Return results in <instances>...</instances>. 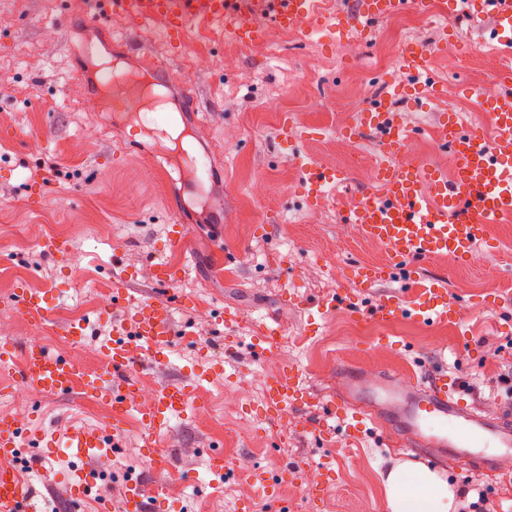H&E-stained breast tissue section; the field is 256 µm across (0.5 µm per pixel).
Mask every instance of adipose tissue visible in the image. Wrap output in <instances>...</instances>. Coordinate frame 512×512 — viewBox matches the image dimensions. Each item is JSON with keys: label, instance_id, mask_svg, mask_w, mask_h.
I'll list each match as a JSON object with an SVG mask.
<instances>
[{"label": "adipose tissue", "instance_id": "1", "mask_svg": "<svg viewBox=\"0 0 512 512\" xmlns=\"http://www.w3.org/2000/svg\"><path fill=\"white\" fill-rule=\"evenodd\" d=\"M388 512H451L456 491L440 469L412 460L382 476Z\"/></svg>", "mask_w": 512, "mask_h": 512}]
</instances>
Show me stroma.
<instances>
[{
    "label": "stroma",
    "instance_id": "stroma-1",
    "mask_svg": "<svg viewBox=\"0 0 512 512\" xmlns=\"http://www.w3.org/2000/svg\"><path fill=\"white\" fill-rule=\"evenodd\" d=\"M276 48L242 47L224 23L195 27L184 47H172L164 25L145 29L105 14L87 17L71 0H0V337L18 341L41 336L51 352L80 366L102 370L100 345L112 335V312L102 297L112 293V267L134 273L137 293L153 295L158 262L183 265L175 292L189 298L173 311L169 360L147 366L141 382L158 387L171 379L194 386L188 414L174 420L158 443L170 458L173 477L161 512H234L253 492L249 473L257 467L279 474L285 463L310 466L335 458L336 468L321 497L308 495L307 480L280 484L282 512H387L380 472L398 453L382 447L374 432L359 445L348 443L345 425L331 421L318 436L311 426L336 394V372L347 368L367 375H390L407 382L423 372L441 371L463 385L461 399L475 411L512 418V398L498 381L512 369V217L489 225L488 241L476 247L469 264L451 255L428 261L422 275L443 278L465 311L462 331L399 320L383 328L352 318L341 309L318 312L314 302L340 289L357 291L351 265L385 261L378 246L363 239L355 225L339 221L361 191L372 185L379 158L378 135L352 137L366 106L402 79L399 61L414 44L427 57L433 85L409 88V100L388 111L411 136L406 156L448 174L452 162L438 146L443 113L457 112L465 125L490 130L480 107L484 81L499 64L487 25L472 21L464 0L449 7L434 0L429 17L412 10L369 21L366 31L347 30L342 41L329 32L284 34L260 16ZM94 42L107 54L126 58L134 74L167 60L166 88L187 98L184 131L195 138L193 152L209 154L208 192L222 205L191 200L181 179L165 174L169 155L160 144L136 138L111 109L74 112L62 97L94 92L84 57ZM202 55L195 69L187 58ZM456 66H449V56ZM317 129L315 137L282 141L280 128ZM97 125L100 139L86 143L84 130ZM333 167L347 165L352 178L336 187L330 203L310 209L301 193L297 157ZM56 161L60 175L44 182L43 164ZM152 178H143L145 170ZM188 225L186 246L167 239L174 212ZM53 234L70 240L73 254L56 261L39 254L38 241ZM239 255L237 264L218 268L219 252ZM56 291L49 323L31 324L14 302L19 284ZM240 309L245 319L233 333L241 340L233 362L224 360V308ZM70 318L86 322L84 337L60 345L54 331ZM275 320L283 329L276 359L261 362L250 347L254 324ZM391 336L380 347L370 339ZM223 363L224 372L197 383L200 371ZM299 366L312 399L289 409L287 419L266 413L263 382L278 364ZM111 411L98 410L71 395L48 396L21 418L25 431L48 428L62 436L72 427L110 423ZM145 431L130 420L119 437L110 472L98 492L72 507L68 476L73 468L97 467L94 459H50L55 476L46 512H98L99 496L124 504L129 483L147 471L142 452ZM222 448L230 472L210 475L206 452ZM450 484L479 481L496 512H512V458L503 459L507 482L476 469L442 466Z\"/></svg>",
    "mask_w": 512,
    "mask_h": 512
}]
</instances>
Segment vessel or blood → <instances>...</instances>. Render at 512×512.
Returning <instances> with one entry per match:
<instances>
[{
    "mask_svg": "<svg viewBox=\"0 0 512 512\" xmlns=\"http://www.w3.org/2000/svg\"><path fill=\"white\" fill-rule=\"evenodd\" d=\"M113 15L139 20L165 18L169 39L184 44L197 22L231 20L233 38L243 46L261 40L262 25L252 21L253 13L271 15L282 29L306 24L307 32L329 30L342 33L352 27L365 30L369 20L392 16L412 9L427 13L428 0H357L353 11L328 19L318 8V0H107ZM495 35L512 36V0H495ZM400 70L410 79L427 76L425 53L407 49L400 58ZM96 81L110 88L113 107L141 117L154 129H165L164 112H146L135 86L111 83L109 74L97 70ZM481 108L493 128V137H485L477 127H465L457 113L445 114L440 128L455 163V172L447 176L405 156L407 131L397 125L383 102L369 104L359 125L350 135L374 129L380 134V158L375 169L376 190H364L356 203L343 215L345 223L355 225L368 240L387 252V260L378 266L358 267L355 280L363 293L375 300L366 316L386 326L406 318L423 326L448 324L461 326L464 308L442 281H423L416 276L419 263L443 254L469 261L477 244L486 242L488 225L512 216V95L500 92L482 97ZM302 193L312 208L324 206L332 190L348 184L350 173L343 168H322L299 160ZM184 273L182 266L160 262L153 277L165 292L159 296L135 297L129 285L133 275L122 269L112 274V304L124 308L120 322L112 327L111 339L100 346L107 370L77 367L63 355L44 346L14 340L0 341V367L9 369L16 383L34 387L40 394H76L84 399L103 400L112 407V421L106 426L73 429L65 448L79 457L111 458L112 440L129 419H138L144 427L146 457L155 478L135 479L124 503L126 512H146L147 503L161 505L166 486L162 472L170 470L168 456L159 449V432L175 418L184 416L194 389L174 383L158 389L150 405L135 402L136 378L144 364H165L173 335L172 310L184 305L182 295L173 286ZM403 282L407 292L378 293L389 281ZM20 312L35 323L50 320L53 297L49 290L34 291L18 287L15 294ZM281 336L278 327L256 324L250 346L260 359L278 351ZM458 382L444 374H431L420 380L400 384L391 377L367 378L359 374L342 375L335 397L329 401V415L345 423L350 437L366 430L367 423L381 424L391 414L393 433L399 447L435 448L444 452L459 467L479 464L488 474L499 470L496 449L512 448V423L469 409L457 396ZM310 391L299 367L286 366L269 377L265 385V404L278 413L308 403ZM26 437L20 424L9 417L0 418V512H41L43 496L29 473L44 467L41 455L23 454ZM271 505H279V481L261 469L249 475ZM97 477L82 469L69 476L70 495L80 500L96 486Z\"/></svg>",
    "mask_w": 512,
    "mask_h": 512,
    "instance_id": "obj_1",
    "label": "vessel or blood"
}]
</instances>
